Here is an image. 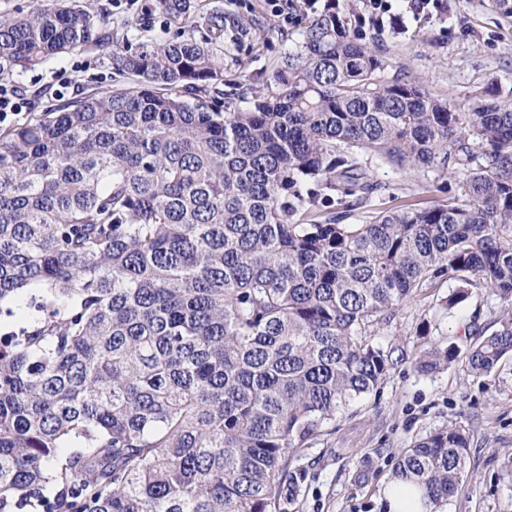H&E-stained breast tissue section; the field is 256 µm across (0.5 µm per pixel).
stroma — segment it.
I'll return each mask as SVG.
<instances>
[{
  "label": "stroma",
  "instance_id": "1",
  "mask_svg": "<svg viewBox=\"0 0 512 512\" xmlns=\"http://www.w3.org/2000/svg\"><path fill=\"white\" fill-rule=\"evenodd\" d=\"M79 2L105 18L111 41L134 49L154 47L179 31L154 0ZM388 6L401 19L397 27L380 25L369 0H336L337 11L359 15L367 36L377 37L386 58L381 82L398 76L417 81L457 112L468 111L478 96L512 102V16L498 12L492 0H448L440 16L413 14L407 0H389ZM216 15L237 19L240 27L237 41L215 46L224 60V85L222 95L203 97L211 110L226 96L273 90L272 73L295 50L303 30L289 0H195L191 35H208ZM0 79L14 83L31 120L119 83L110 51L93 45L33 69L2 65ZM363 164L379 189L354 208L351 224L406 203L445 202L457 186L452 173L432 168L368 158ZM501 314L499 300L479 288L448 314L435 311L427 293L396 311L379 341L399 346L406 360L390 370L378 397L338 416L291 457L289 467L301 481L298 492L282 493L280 512H384L382 490L397 461L418 439L451 425L469 437L467 465L456 493L437 512H512V358L480 377L469 375L459 359L432 373L414 365L423 349L465 348L470 333L492 332Z\"/></svg>",
  "mask_w": 512,
  "mask_h": 512
}]
</instances>
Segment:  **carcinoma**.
<instances>
[{"mask_svg":"<svg viewBox=\"0 0 512 512\" xmlns=\"http://www.w3.org/2000/svg\"><path fill=\"white\" fill-rule=\"evenodd\" d=\"M193 0H156L176 24ZM69 0L0 16V61L34 67L104 43ZM380 47L332 6L305 17L276 91L213 112L209 40L115 48L122 86L0 130V512H275L290 455L405 359L374 341L411 299L460 282L504 310L471 334L467 372L512 355V105L456 112L411 80L378 81ZM460 174L448 201L323 219L374 184L359 155ZM451 347L415 358L422 372ZM72 446L61 456L58 450ZM468 454L457 426L393 477L434 503Z\"/></svg>","mask_w":512,"mask_h":512,"instance_id":"cac0c4a2","label":"carcinoma"}]
</instances>
